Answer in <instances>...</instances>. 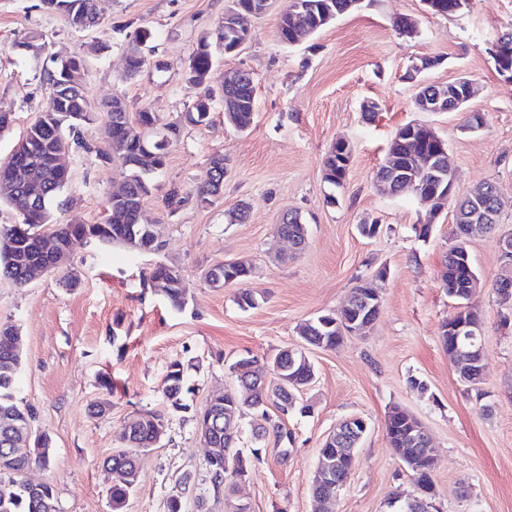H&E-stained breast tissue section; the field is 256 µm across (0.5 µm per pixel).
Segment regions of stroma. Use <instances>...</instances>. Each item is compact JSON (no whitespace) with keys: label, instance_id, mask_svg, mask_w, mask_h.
I'll return each instance as SVG.
<instances>
[{"label":"stroma","instance_id":"stroma-1","mask_svg":"<svg viewBox=\"0 0 512 512\" xmlns=\"http://www.w3.org/2000/svg\"><path fill=\"white\" fill-rule=\"evenodd\" d=\"M229 0H97L102 22L78 30L41 0H0V111L12 113L0 136V162L39 118L52 94L45 71L52 60L82 59L88 109L123 96L130 111L148 108L177 123L180 138L166 165L152 175L143 214L165 248L142 254L119 246L79 243L71 266L78 287L52 272L24 288L0 282V323L22 337L15 396L33 412L35 432L51 440L48 467H32V482H51L59 512H112L110 474L104 460L120 446L121 428L137 413L165 415L160 442L143 458L140 477L123 512H167L180 496L183 512H196L206 494L210 512H224L223 491L209 483L207 450L196 416L207 397L236 387L230 366L241 358L272 360L283 348H305L315 380L299 394L305 414L286 421L295 437L282 451L266 440L263 459L231 495L249 512H316L310 484L319 448L341 420L358 416L368 431L352 462L346 487L332 512H391L390 501L415 492L411 473L390 448L386 421L392 407L409 411L426 427L435 451L432 512H512V307L499 304L493 284L512 277L501 241L512 236V80L498 72L489 47L512 29V0H471L453 16L428 11L424 0H362L321 31L286 44L277 36L288 0H273L249 19L250 37L218 57L208 77L221 90L225 72L252 73L254 119L239 131L215 100L209 121L185 120L195 97L184 81L189 57L211 36ZM409 16L411 35L393 21ZM149 32L138 77L123 81L135 31ZM38 33L40 54L15 51L25 34ZM431 60L421 68V60ZM471 80L476 96L455 112H421V86ZM376 102L374 119L363 106ZM482 127L463 132L467 113ZM417 121L446 142L455 172V196L491 182L499 197L496 233L470 240L480 278L470 303L482 322L485 381L482 397L467 392L443 346L441 325L455 311L448 296L444 259L454 243L451 205L420 203L411 192L392 197L373 183L395 132ZM348 141L352 159L343 187L323 179V158L336 140ZM70 181L53 221L99 222L109 192L122 174L96 160L105 148L102 124L65 134ZM226 158L224 191L211 205L191 201L213 155ZM179 188L188 199L169 211L165 198ZM245 222L234 220L239 204ZM297 213L307 227L304 250L279 238L283 214ZM376 222L364 237L362 223ZM428 236H420L422 225ZM249 260L247 282L256 296L240 307L236 287H211L205 270ZM178 265L188 284L186 304L172 310L144 288L143 270L159 262ZM385 279H378L379 270ZM377 288L382 308L364 334L345 337L333 350L305 347L306 321L337 311L353 288ZM181 362L189 387L182 409L162 390L169 365ZM111 379V388L102 380ZM423 383V390L410 386ZM109 399L106 415L92 407ZM190 484H183V477Z\"/></svg>","mask_w":512,"mask_h":512}]
</instances>
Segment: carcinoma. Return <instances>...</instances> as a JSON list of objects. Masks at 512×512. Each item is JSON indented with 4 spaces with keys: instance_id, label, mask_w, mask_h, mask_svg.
Returning <instances> with one entry per match:
<instances>
[{
    "instance_id": "cac0c4a2",
    "label": "carcinoma",
    "mask_w": 512,
    "mask_h": 512,
    "mask_svg": "<svg viewBox=\"0 0 512 512\" xmlns=\"http://www.w3.org/2000/svg\"><path fill=\"white\" fill-rule=\"evenodd\" d=\"M46 9L62 14L74 29H86L99 24L97 0H42ZM304 5L303 25L316 32L327 25L324 14L329 12L338 17L354 9L352 0H296ZM147 34L138 31L132 39V47L126 59L124 80L136 77L145 65L139 44ZM242 35L226 19L219 25L215 40L204 38L192 53L186 69V82L199 90L186 119L197 125L208 121L213 92L206 87L207 78L214 63L216 52L227 54L229 48ZM53 70L49 71L53 93L39 120L19 140L21 149L18 156H10L7 162L0 164V205L15 204L14 193L27 198V211L15 224H0V281L10 282L22 287L31 281L29 265L38 259L44 265H50L56 254L68 251L71 241L84 237L87 242L101 246L119 245L140 253H158L165 244L154 238L152 228L142 215V203L151 193L150 174L162 169L166 163L169 146L179 138L180 128L175 123H160L158 115L143 108L137 112L129 111L124 98L117 96L103 107L108 127L113 129L109 149L96 151L98 160L116 164L124 174L122 186L124 197L115 200L108 197L107 214L98 224H53L52 206L70 179L66 170L56 165L64 130L71 131L96 120L94 113L88 111L83 94L84 64L80 60L68 59L53 61ZM224 99V115L236 129L244 131L252 123L256 103V87L253 76L249 75L234 83H224L221 92ZM151 151V163L140 161L143 148ZM432 153L430 142L422 139L421 129H415L411 138L394 140L388 154L403 162L412 159L419 151ZM342 150L333 146L323 161L324 180L340 187L346 180L349 168L343 165L340 157ZM224 186V168L216 166V160L210 159L195 190L197 205L205 207L212 203L213 197ZM485 199L486 209L493 213L494 220L489 223L474 222L470 218L468 199L454 201L456 211L455 224L465 235L470 233L486 234L497 226L499 206L496 205L497 191L492 183L478 188ZM278 233L294 240V249L300 250L306 243V225L301 223L297 214L288 215V222L278 225ZM472 263L467 244L448 251L447 286L448 293L460 304L468 306L467 315L472 322L479 323L477 310L469 306L470 297L453 294L459 284L460 264ZM252 273V265L246 260L211 268L204 273L205 280L214 288L238 285L237 303L239 306L252 307L256 298L250 290L242 287ZM144 284L152 292L163 297L169 305L180 310L185 304L187 284L180 269L171 264H156ZM376 289L356 286L346 304L334 311L306 323L301 329L303 341L309 345L334 349L343 341L345 331L352 329L351 323L359 319H369L373 323L381 311V300L373 297ZM469 354L458 357V380L468 391L481 397L480 385L483 381H472L464 374L473 368L471 362L480 358L479 347H467ZM289 350L280 351L270 362L269 367L258 366L255 359H241L239 366L253 365L255 369L237 377L238 389L226 390L210 397L199 417L208 421L211 428L205 430L206 441L213 448H224L234 452L229 457L228 467L220 469L209 465L210 483L216 489L222 487L228 492L236 484V477L243 470H252L255 463L261 461L262 448L251 449L250 455L241 454L238 447L241 411L252 414L255 440L262 441L268 436L278 439L286 427L280 420L270 419L267 405L272 402L280 409H288V414L296 410V394L304 381L315 375L314 365L301 352H293L295 361L291 370L278 369ZM22 364V355L11 349L0 348V476H8V481L0 480V512H44L42 500L55 504L57 499L52 485L47 484L40 491L31 489L24 473L33 465H49V451L40 454L15 455L11 449L17 447L22 430L32 420L31 409L21 405L15 398L14 390L17 375ZM185 389L183 367L175 361L166 375L163 398L174 409L182 408V395ZM165 427L164 415L148 411L146 417H135L120 432L123 452L111 455L106 467L112 479L121 483L136 484L141 472L142 455L152 447L159 437V431ZM389 446L402 456L410 471L427 464L426 445L417 437L415 424L406 416L392 411L387 422ZM354 434L345 432L340 439L328 444L323 443L319 453L326 458L336 460L341 456L339 473L350 467L351 459L344 456V450L352 447Z\"/></svg>"
}]
</instances>
